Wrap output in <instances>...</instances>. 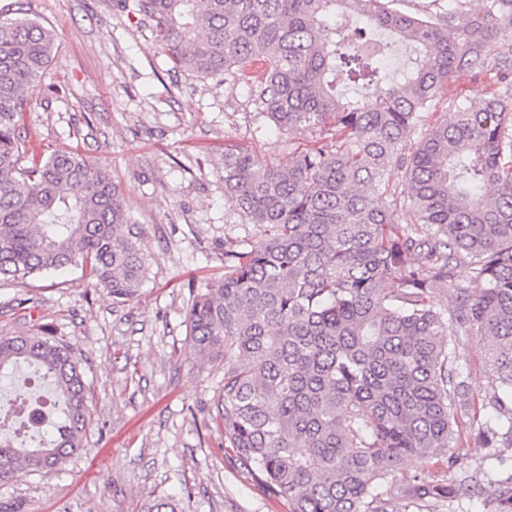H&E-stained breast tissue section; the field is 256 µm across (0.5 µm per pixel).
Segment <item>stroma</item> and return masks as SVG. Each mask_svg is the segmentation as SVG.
<instances>
[{
  "mask_svg": "<svg viewBox=\"0 0 512 512\" xmlns=\"http://www.w3.org/2000/svg\"><path fill=\"white\" fill-rule=\"evenodd\" d=\"M58 51L21 124L35 154L79 152L107 169L145 229L149 278L120 303L81 269L0 280V334L46 333L71 345L90 389L84 452L54 471L0 482L9 512H142L157 496L183 512H288L222 446L209 408L224 376L193 353L185 310L192 288L224 274L229 243L250 237L224 199V148L288 167L296 152L331 139L288 132L257 116L246 85L173 70L134 0H29ZM487 69L458 68L408 136L499 90L512 102V29L487 50ZM469 393L455 414L464 458L456 474L495 469L472 441L475 404L496 372L478 336L457 338Z\"/></svg>",
  "mask_w": 512,
  "mask_h": 512,
  "instance_id": "35a3bbf8",
  "label": "stroma"
}]
</instances>
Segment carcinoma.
I'll use <instances>...</instances> for the list:
<instances>
[{
  "label": "carcinoma",
  "instance_id": "cac0c4a2",
  "mask_svg": "<svg viewBox=\"0 0 512 512\" xmlns=\"http://www.w3.org/2000/svg\"><path fill=\"white\" fill-rule=\"evenodd\" d=\"M399 2L136 0L173 68L245 82L258 115L336 141L286 169L224 148V199L256 232L224 251V277L186 310L194 354L224 366L212 417L225 449L288 512H433L481 488L477 472L449 486L402 474L412 456L453 465L454 410L468 395L456 336H480L497 373L495 414L476 438L512 448V105L493 90L403 152L448 75L484 67L486 48L512 28V0L415 14ZM14 14H0V277L79 266L91 287L125 302L149 263L109 173L74 151L21 165L18 117L57 44L23 6ZM352 14L409 48L398 76L384 73L393 43L351 28ZM460 265L470 280L457 289ZM450 288L449 306L434 302ZM17 372L24 381L0 409L39 383L36 400L52 413L34 447L4 435L3 420L1 481L83 451L91 419L70 345L0 335V379ZM493 502L512 512V486ZM146 512L182 508L159 497Z\"/></svg>",
  "mask_w": 512,
  "mask_h": 512
}]
</instances>
